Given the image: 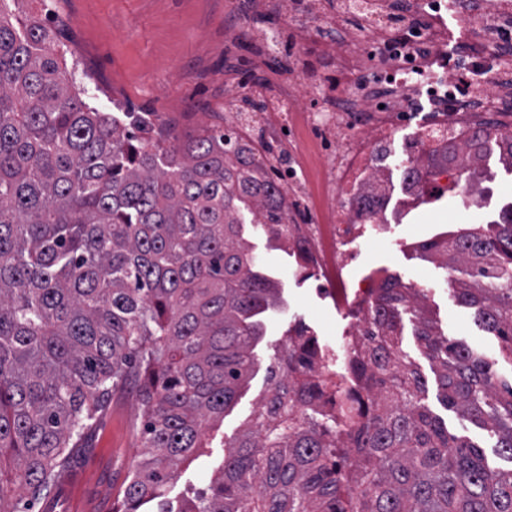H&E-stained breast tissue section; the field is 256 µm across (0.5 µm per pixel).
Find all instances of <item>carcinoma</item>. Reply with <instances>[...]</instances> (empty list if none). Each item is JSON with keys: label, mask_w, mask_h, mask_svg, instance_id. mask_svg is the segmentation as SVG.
I'll list each match as a JSON object with an SVG mask.
<instances>
[{"label": "carcinoma", "mask_w": 512, "mask_h": 512, "mask_svg": "<svg viewBox=\"0 0 512 512\" xmlns=\"http://www.w3.org/2000/svg\"><path fill=\"white\" fill-rule=\"evenodd\" d=\"M0 0V512H26L5 484L47 497L91 421L130 375L146 452L112 512H512V468L420 403L426 381L400 356L403 316L439 366L442 401L512 463V378L448 339L421 301L387 288L352 362L366 399L336 420L308 403L326 381L286 375L228 447L208 488L173 507L163 488L202 455L265 335L276 288L243 237L288 223L281 185L232 132L183 147L145 141L82 99L53 31ZM512 172V133L478 129ZM419 249L468 276L455 301L512 360V204L501 220Z\"/></svg>", "instance_id": "carcinoma-1"}]
</instances>
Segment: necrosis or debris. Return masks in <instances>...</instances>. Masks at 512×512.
Listing matches in <instances>:
<instances>
[{"label": "necrosis or debris", "mask_w": 512, "mask_h": 512, "mask_svg": "<svg viewBox=\"0 0 512 512\" xmlns=\"http://www.w3.org/2000/svg\"><path fill=\"white\" fill-rule=\"evenodd\" d=\"M360 6L374 17L365 33L350 31L325 45L326 52L349 72L341 85L349 111L308 110V103L320 96L322 85L310 76V65L304 61L300 64L304 75L300 92L265 98L262 114L268 124L308 123L332 147L323 162V194L317 202L312 201L297 175L302 155L292 157L287 180L297 195L288 201L284 244L296 261L291 277L298 282L315 278L321 306L347 322L344 340L336 343L314 338L312 327H305L304 332L314 339L317 371L340 377L354 400L362 398L363 392L349 371L351 349L361 341L385 281L371 275L352 280L347 271L369 241L400 244L410 235L409 225L390 222L386 215L395 191L394 170L407 172L406 187L419 199L444 197L449 184L458 179L459 169L453 166L426 174L428 158L459 145L473 127L494 125L497 113L512 110V97L503 93L487 94L482 107H467L468 97L458 73L431 79L444 39L442 16L437 10H425L418 17L424 41L422 53L413 63L398 60L385 69H366L362 55L365 38H373L381 51L393 46L404 48L405 42L393 37L381 21L388 9L386 0H361ZM419 86L427 87L436 100V114L413 139L404 142L402 150H395L396 128L411 111Z\"/></svg>", "instance_id": "4bbe7bcc"}]
</instances>
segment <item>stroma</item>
Here are the masks:
<instances>
[{
  "mask_svg": "<svg viewBox=\"0 0 512 512\" xmlns=\"http://www.w3.org/2000/svg\"><path fill=\"white\" fill-rule=\"evenodd\" d=\"M489 2L451 0L443 11L447 27L443 52L452 62L491 56L493 44L466 16L467 11L485 8ZM14 10L53 29L60 65L84 86L90 106L118 115L135 113L144 120V137L158 136L174 146L190 142L203 130L223 129L226 85L237 88V108L249 115L257 100L256 89L268 95L282 93L298 80L301 59L310 60L315 73L328 75L331 82L343 79L335 61L323 54L330 30L307 11L287 21L255 11L250 0H19ZM229 29L238 32L232 47L224 42ZM269 29L280 31L281 44L260 64L254 58L255 37ZM241 131L274 163L287 156L290 142L301 144L309 152L306 168L311 192L320 195L323 157L315 148L313 129L295 126L287 140L279 128L254 122L243 125ZM481 170L485 193L476 208H469L458 189L426 206L408 204L405 221L415 225L417 239H426L443 226L453 234L497 218L504 201H512V173L494 157L484 161ZM244 237L276 278L282 305L266 317V334L255 350L256 370L237 405L223 422L207 425L205 453L182 466L177 478L167 484L165 496L176 504L192 489L207 487L223 463L226 448L257 414L269 388L267 367L286 341L293 317L312 321L324 338L338 336L335 317L320 309L311 285L300 286L289 279L287 254L252 225H245ZM365 251L370 266L404 282L412 278L423 282L425 304L450 340L484 354L498 375L512 368L500 353L498 337L479 327L473 312L454 301L452 270L441 268L412 246L401 249L370 243ZM401 350L425 376L426 403L449 431L468 436L482 446L491 464L506 468L484 430L461 421L445 407L430 361L412 334H405ZM141 384L132 376L116 390L93 422L88 447L71 456L50 495L37 501L31 512H72L75 492L88 512H111L113 499L143 450L142 415L136 401Z\"/></svg>",
  "mask_w": 512,
  "mask_h": 512,
  "instance_id": "1",
  "label": "stroma"
}]
</instances>
